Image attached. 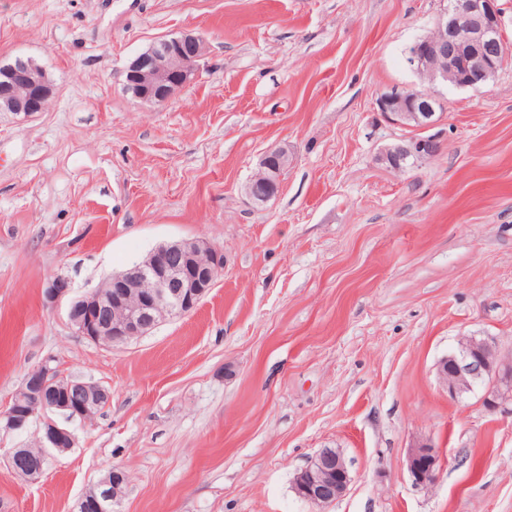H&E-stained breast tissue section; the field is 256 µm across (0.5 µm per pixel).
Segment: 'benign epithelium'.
Segmentation results:
<instances>
[{"label":"benign epithelium","instance_id":"obj_1","mask_svg":"<svg viewBox=\"0 0 512 512\" xmlns=\"http://www.w3.org/2000/svg\"><path fill=\"white\" fill-rule=\"evenodd\" d=\"M503 14L499 0H450L431 33L410 46V67L435 78L453 77L458 88L486 85L512 51ZM205 52L204 39L192 32L161 38L131 60L125 70V90L143 102L164 104L196 79ZM54 95L53 81L32 60L17 57L0 66V100L13 111L44 112ZM436 102L435 93L421 94L412 88L379 97L380 112L395 124L418 130L387 146L379 156L381 162L402 171L437 154V139L421 134L434 123ZM287 166V150L271 148L263 154L245 188L251 203L265 204L278 193L280 172ZM223 270L222 249L206 240H182L158 246L79 298L70 297L68 280L55 277L47 282L44 299L52 307L67 305L69 323L79 335L95 343L120 346L150 334L166 320L190 313L216 286ZM437 378L448 397L456 400L477 385L487 386L483 403L494 411L502 401L512 400V352L504 354L493 339L464 336L437 364ZM110 399L107 387L72 378L55 359L45 360L26 376L0 411V420L9 432H25L38 423L33 444L12 450L11 470L30 482L38 481L48 451L63 453L75 446L70 424L91 421ZM406 466L415 486L431 487L438 470L434 446L423 443L408 449ZM351 482L341 452L322 448L296 473L293 489L302 500L324 507L342 497ZM126 483V473L113 468L86 496L97 505L113 503Z\"/></svg>","mask_w":512,"mask_h":512}]
</instances>
